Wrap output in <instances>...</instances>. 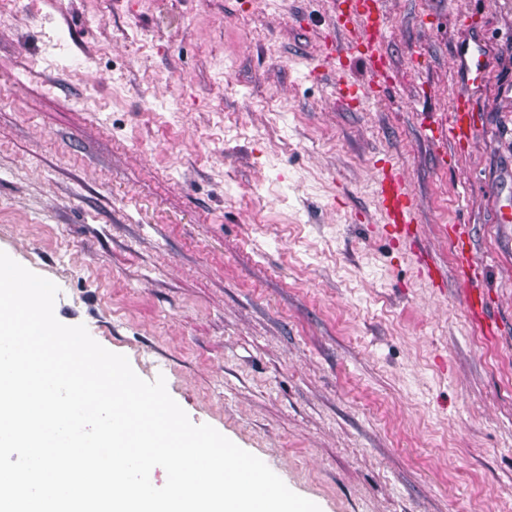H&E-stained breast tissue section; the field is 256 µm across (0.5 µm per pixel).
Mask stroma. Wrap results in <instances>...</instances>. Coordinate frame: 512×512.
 <instances>
[{"mask_svg":"<svg viewBox=\"0 0 512 512\" xmlns=\"http://www.w3.org/2000/svg\"><path fill=\"white\" fill-rule=\"evenodd\" d=\"M330 23L326 0H6L0 251L321 512H512V0H386L340 64L379 86L358 102L313 73ZM478 45L479 81L454 63ZM461 92L470 137L433 143ZM385 165L439 286L372 226Z\"/></svg>","mask_w":512,"mask_h":512,"instance_id":"1","label":"stroma"}]
</instances>
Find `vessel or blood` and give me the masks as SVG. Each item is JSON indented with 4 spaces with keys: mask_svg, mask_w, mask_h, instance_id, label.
<instances>
[{
    "mask_svg": "<svg viewBox=\"0 0 512 512\" xmlns=\"http://www.w3.org/2000/svg\"><path fill=\"white\" fill-rule=\"evenodd\" d=\"M385 0H333L332 28L336 33L335 46L329 47L321 67L335 72L336 59L345 52L358 49L363 43L375 41L379 35L377 18L381 15ZM469 97L462 96L456 101V118L451 126H437L432 132L435 140L468 138L471 128L464 117L472 112ZM381 228L392 233L405 245H412L417 229L415 227L417 202L404 179L393 170L383 172L378 192Z\"/></svg>",
    "mask_w": 512,
    "mask_h": 512,
    "instance_id": "vessel-or-blood-1",
    "label": "vessel or blood"
}]
</instances>
